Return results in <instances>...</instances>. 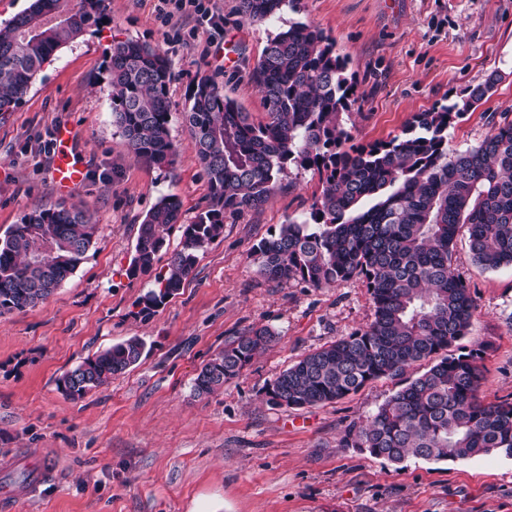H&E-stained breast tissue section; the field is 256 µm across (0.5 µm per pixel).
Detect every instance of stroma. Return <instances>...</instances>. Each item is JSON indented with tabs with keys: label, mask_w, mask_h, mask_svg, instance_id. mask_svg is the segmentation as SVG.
Here are the masks:
<instances>
[{
	"label": "stroma",
	"mask_w": 512,
	"mask_h": 512,
	"mask_svg": "<svg viewBox=\"0 0 512 512\" xmlns=\"http://www.w3.org/2000/svg\"><path fill=\"white\" fill-rule=\"evenodd\" d=\"M202 2L223 15L221 28L200 26L191 11L159 15L157 0H108L99 33L58 50L0 118V235L38 207L78 209L99 227L86 260L52 296L0 316V487L17 486L18 473L42 459L53 463L31 493L9 501V512H512V458L393 464L339 447L347 425L366 420L424 364L330 404L268 403L267 386L291 364L373 319L361 277L313 288L258 271L254 246L308 217L321 192L316 171L291 170L259 208L225 221L180 291L150 316L139 315L138 302L166 272L180 232L171 231L151 272L127 274L159 198L176 195L185 224L208 204L184 123L201 77L264 119L249 72L268 38L292 21L317 26L356 77L353 134L366 144L497 75L491 96L448 131L450 148L463 150L512 121V0H296L265 23L242 20L236 0ZM127 39L169 62L172 167L134 158L113 122L104 66L113 43ZM63 126L84 176L61 194L52 170ZM454 269L477 310L450 351L483 348V395L512 402V267H479L463 229ZM259 327L275 332V343L218 392L196 395L201 367ZM132 336L147 344L139 364L78 400L58 390L63 373Z\"/></svg>",
	"instance_id": "35a3bbf8"
}]
</instances>
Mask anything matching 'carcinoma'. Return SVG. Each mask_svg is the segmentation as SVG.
<instances>
[{"label": "carcinoma", "mask_w": 512, "mask_h": 512, "mask_svg": "<svg viewBox=\"0 0 512 512\" xmlns=\"http://www.w3.org/2000/svg\"><path fill=\"white\" fill-rule=\"evenodd\" d=\"M286 2L237 0L236 12L263 22ZM107 7V0H33L12 25L0 28L1 117L24 98L56 51L97 34ZM56 9L66 18L48 22ZM335 47L321 29L301 21L268 40L250 71L267 108L264 122L251 120L223 88L200 78L185 123L209 185L208 206L190 224L180 223L175 195L147 212L128 275L153 267L177 224L182 247L170 254L158 288L140 300V313L151 314L178 293L198 254L223 233L224 220L265 202L290 168H313L320 196L308 218L281 225L253 248L259 272L314 288L361 276L374 319L289 366L267 386L268 401L288 407L333 403L429 360L366 421L348 425L339 447L395 464L489 453L512 458V402L479 398L483 348L448 353L476 311L470 288L452 270L460 227L467 226L478 265L512 266V121L476 146H448V129L491 95L497 75L460 101L415 113L400 134L363 144L349 126L357 83ZM106 71L113 121L129 152L149 165L173 164L164 55L119 41ZM97 232L85 212L62 207L38 208L11 225L0 237V316L51 296L85 259ZM274 341L273 331L259 327L226 344L198 372L195 393L224 387ZM144 352V340L133 336L86 358L57 380L58 387L68 398H81L139 363Z\"/></svg>", "instance_id": "carcinoma-1"}]
</instances>
